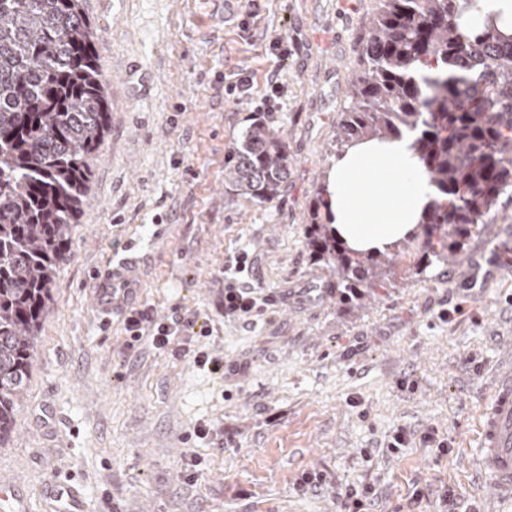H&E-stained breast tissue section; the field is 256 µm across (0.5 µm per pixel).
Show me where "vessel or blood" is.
Masks as SVG:
<instances>
[{
  "label": "vessel or blood",
  "mask_w": 512,
  "mask_h": 512,
  "mask_svg": "<svg viewBox=\"0 0 512 512\" xmlns=\"http://www.w3.org/2000/svg\"><path fill=\"white\" fill-rule=\"evenodd\" d=\"M136 261L122 260L116 267L97 275L94 301L98 313L107 315L129 303L137 292ZM512 273L500 256L477 259L472 263L471 283L485 282L497 275ZM478 451L475 467L483 483L498 499H512V357L497 368L489 397L477 426ZM44 512H86L82 493L71 486L55 485ZM30 495L15 486L0 482V512H32Z\"/></svg>",
  "instance_id": "vessel-or-blood-1"
}]
</instances>
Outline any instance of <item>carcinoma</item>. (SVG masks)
I'll list each match as a JSON object with an SVG mask.
<instances>
[{
  "label": "carcinoma",
  "mask_w": 512,
  "mask_h": 512,
  "mask_svg": "<svg viewBox=\"0 0 512 512\" xmlns=\"http://www.w3.org/2000/svg\"><path fill=\"white\" fill-rule=\"evenodd\" d=\"M477 0H376L332 150L413 137L435 197L410 238L448 259L471 226L512 202V36L463 21ZM83 0H0V440L29 379L37 332L111 104L95 62ZM236 190L274 200L288 146L254 121L229 153ZM327 187L306 229L314 261L336 273L346 302L371 295L406 247L362 254L329 223Z\"/></svg>",
  "instance_id": "obj_1"
}]
</instances>
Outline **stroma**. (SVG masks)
<instances>
[{
	"label": "stroma",
	"instance_id": "1",
	"mask_svg": "<svg viewBox=\"0 0 512 512\" xmlns=\"http://www.w3.org/2000/svg\"><path fill=\"white\" fill-rule=\"evenodd\" d=\"M373 7L84 0L112 111L0 443V480L34 497L70 482L88 512H342V491L363 487L370 512H446L449 487L455 512H512L473 467L480 409L512 353V275L476 295L464 287L467 262L512 239V207L474 227L457 259L431 265L409 243L359 308L340 303L307 249ZM276 38L287 58L271 52ZM241 77L251 97L225 94ZM271 77L280 108L266 119L288 145V181L268 202L236 192L225 170ZM243 251L267 302L238 319L224 314V269ZM132 253L134 305L203 324L230 375L199 367L189 346L129 343L124 310L97 315L94 272ZM199 426L210 436L193 437ZM307 470L322 488L296 489Z\"/></svg>",
	"mask_w": 512,
	"mask_h": 512
}]
</instances>
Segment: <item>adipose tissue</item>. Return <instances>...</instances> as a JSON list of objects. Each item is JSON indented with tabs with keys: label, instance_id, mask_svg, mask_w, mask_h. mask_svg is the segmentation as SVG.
I'll return each mask as SVG.
<instances>
[{
	"label": "adipose tissue",
	"instance_id": "1",
	"mask_svg": "<svg viewBox=\"0 0 512 512\" xmlns=\"http://www.w3.org/2000/svg\"><path fill=\"white\" fill-rule=\"evenodd\" d=\"M328 218L344 245L376 254L415 230L434 188L409 137L368 139L328 171Z\"/></svg>",
	"mask_w": 512,
	"mask_h": 512
}]
</instances>
